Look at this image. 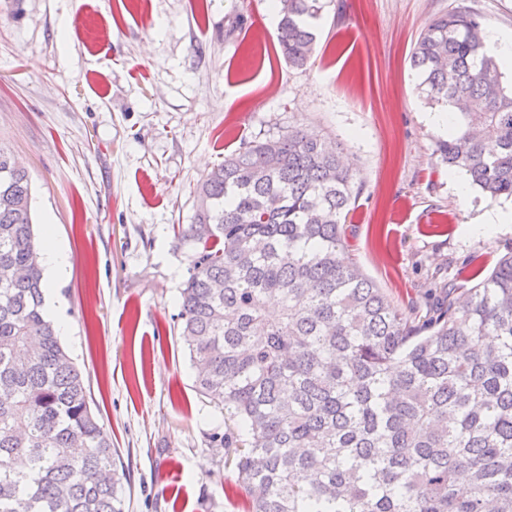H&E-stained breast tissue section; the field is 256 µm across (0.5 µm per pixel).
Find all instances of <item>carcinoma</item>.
Segmentation results:
<instances>
[{"label":"carcinoma","instance_id":"obj_1","mask_svg":"<svg viewBox=\"0 0 512 512\" xmlns=\"http://www.w3.org/2000/svg\"><path fill=\"white\" fill-rule=\"evenodd\" d=\"M288 63L316 50L320 0H277ZM416 89L462 103L448 170L512 199V88L482 18L455 7L410 54ZM178 235L195 389L251 512H512V251L415 321L346 260L354 174L295 128L224 156ZM31 182L0 146V512H124L112 439L44 309ZM279 305L275 318L267 305Z\"/></svg>","mask_w":512,"mask_h":512}]
</instances>
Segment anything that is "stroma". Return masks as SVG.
I'll return each instance as SVG.
<instances>
[{"mask_svg":"<svg viewBox=\"0 0 512 512\" xmlns=\"http://www.w3.org/2000/svg\"><path fill=\"white\" fill-rule=\"evenodd\" d=\"M323 3L297 69L267 0H0V145L30 175L35 233L70 251L61 343L119 450L126 512L248 510L224 410L194 389L178 313L195 249L174 232L243 142L304 127L343 150L357 193L345 256L408 314L512 251V223L463 234L512 200L460 199L409 63L451 7L511 35L512 0Z\"/></svg>","mask_w":512,"mask_h":512,"instance_id":"1","label":"stroma"}]
</instances>
